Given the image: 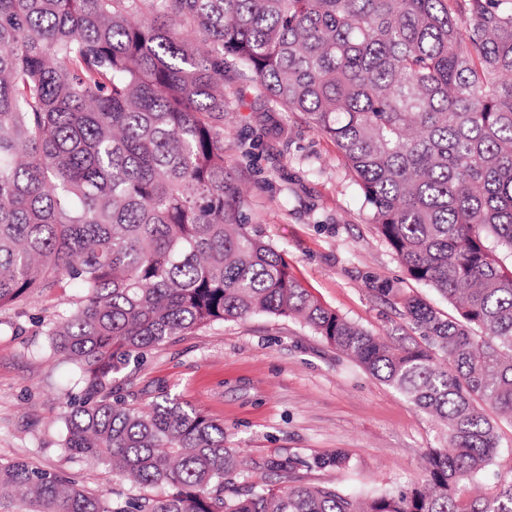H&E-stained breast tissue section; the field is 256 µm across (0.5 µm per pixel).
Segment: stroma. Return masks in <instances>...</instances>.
I'll list each match as a JSON object with an SVG mask.
<instances>
[{"label": "stroma", "instance_id": "stroma-1", "mask_svg": "<svg viewBox=\"0 0 512 512\" xmlns=\"http://www.w3.org/2000/svg\"><path fill=\"white\" fill-rule=\"evenodd\" d=\"M224 89V166L247 194V221L319 301L392 342L405 321L370 278L403 281L407 292L449 311L446 299L406 279L330 139L299 115L272 111L236 69ZM72 294L56 288L0 307V462L24 460L92 493L132 495L131 483L64 446L66 394L77 391V374L46 354L40 323ZM119 384L142 398L166 387L222 422L227 447L255 464L238 478L242 488L276 482L261 467L268 458L339 450L350 469L302 470L300 482L349 493L400 489L420 479L426 450L444 444L406 397L291 318L260 315L175 337L130 365Z\"/></svg>", "mask_w": 512, "mask_h": 512}]
</instances>
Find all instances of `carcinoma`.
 I'll return each mask as SVG.
<instances>
[{"label": "carcinoma", "instance_id": "carcinoma-1", "mask_svg": "<svg viewBox=\"0 0 512 512\" xmlns=\"http://www.w3.org/2000/svg\"><path fill=\"white\" fill-rule=\"evenodd\" d=\"M336 145L378 234L448 315L372 280L414 335L325 306L245 224L224 169V57ZM512 0H0V307L72 286L45 324L72 364L65 445L163 496L109 498L16 461L27 512H512V468L472 496L512 421ZM296 319L431 417L448 446L397 492L295 483L340 451L265 462L243 491L224 425L117 375L175 336Z\"/></svg>", "mask_w": 512, "mask_h": 512}]
</instances>
